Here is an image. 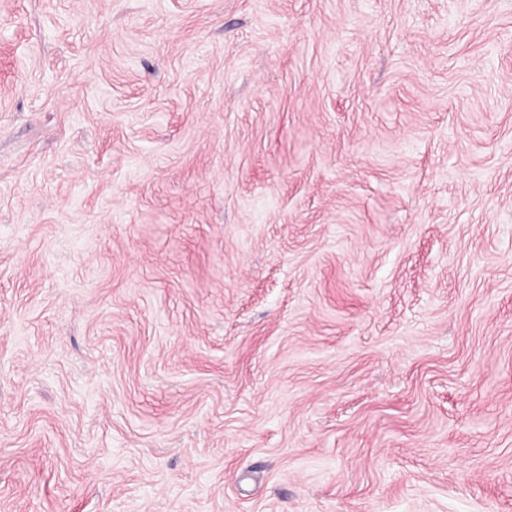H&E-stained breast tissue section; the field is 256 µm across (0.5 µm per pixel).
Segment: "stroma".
<instances>
[{"mask_svg":"<svg viewBox=\"0 0 512 512\" xmlns=\"http://www.w3.org/2000/svg\"><path fill=\"white\" fill-rule=\"evenodd\" d=\"M0 512H512V0H0Z\"/></svg>","mask_w":512,"mask_h":512,"instance_id":"35a3bbf8","label":"stroma"}]
</instances>
